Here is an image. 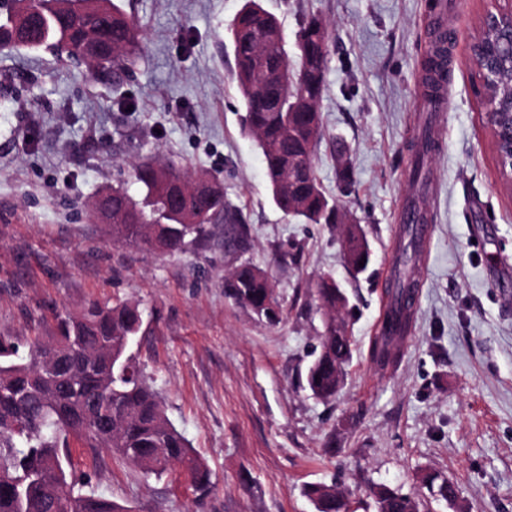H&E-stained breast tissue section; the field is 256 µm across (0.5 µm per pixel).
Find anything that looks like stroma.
I'll list each match as a JSON object with an SVG mask.
<instances>
[{
    "label": "stroma",
    "instance_id": "obj_1",
    "mask_svg": "<svg viewBox=\"0 0 512 512\" xmlns=\"http://www.w3.org/2000/svg\"><path fill=\"white\" fill-rule=\"evenodd\" d=\"M138 22L140 57L120 86L83 77L51 50L0 49V337L26 348L56 319L92 304H139L132 343L167 415L212 474L205 512H315L307 486H336L351 512H377L374 487L416 496L423 512H512V195L501 185L471 46L495 0L448 15V110L422 174L412 148L426 122L421 78L439 0H259L287 50L306 18L329 25L317 176L372 248L352 277L339 224H306L272 201L265 164L242 131L230 25L246 0H116ZM146 158L206 171L248 230L224 227L182 251L113 241L89 205L101 191L143 190L125 169ZM431 225L417 258L418 305L398 365L369 356L379 334L402 202ZM249 263L271 278L279 320L232 296ZM333 276L348 296L352 358L336 396L306 373L323 331L310 295ZM84 490L130 512H192L179 467L144 476L110 454L73 447ZM434 471L458 490L433 498Z\"/></svg>",
    "mask_w": 512,
    "mask_h": 512
}]
</instances>
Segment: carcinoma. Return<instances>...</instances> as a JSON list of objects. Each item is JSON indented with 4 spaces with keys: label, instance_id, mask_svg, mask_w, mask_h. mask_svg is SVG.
Instances as JSON below:
<instances>
[{
    "label": "carcinoma",
    "instance_id": "cac0c4a2",
    "mask_svg": "<svg viewBox=\"0 0 512 512\" xmlns=\"http://www.w3.org/2000/svg\"><path fill=\"white\" fill-rule=\"evenodd\" d=\"M73 8L63 15L52 7L27 0L0 3V43L17 50H58L70 59L82 58L86 76L98 74L99 59L85 51L87 35H105L112 42V74L124 72L137 58L139 32L134 21L114 0H70ZM296 43L298 61L318 58L317 75L297 98L294 65L285 48L277 19L258 0H247L231 26L234 71L245 115L243 126L257 142L264 157L272 200L286 216L314 224H336V205L330 203L318 181L313 149L321 136L318 113L324 92V70L329 53L328 25L309 17ZM512 57V44L497 29L474 51L473 63L484 89L487 128L499 134V147L509 145V111L501 107L502 95L512 90V65L491 72L487 60ZM423 95L429 96L447 80L443 58H428ZM300 160L304 173L288 182V163ZM133 177L146 190L139 203L116 187L96 195L102 210L112 211V239L145 250L161 244L168 252L181 250L189 241L207 236L214 224H236L237 216L224 200L220 184L206 172L192 174L173 163L143 161L132 166ZM341 247L351 271L362 272L360 260L371 259L363 229L350 225ZM398 261L405 265L417 257V243L410 228L402 230ZM408 280L397 275L386 307L385 329L375 337L372 359L382 367L396 365L401 357L397 330L410 331L414 313L409 308ZM234 298L270 321L279 318L275 288L259 268L244 264L232 274ZM313 295L324 312L320 352L307 371L313 395H336L344 367L352 356L346 325L336 322L344 295L336 280L319 278ZM138 306L119 303L111 307L92 304L78 315L58 319L56 333L46 341L35 339L28 353L0 338V512H60V494L68 490L72 512H131L109 497L76 488L72 479L70 445L79 441L94 451L106 450L148 475L160 477L174 466L189 474L196 512L211 489L207 465L169 420L158 390L148 381L129 353L142 328ZM423 481L433 495L455 501L456 486L428 473ZM307 497L315 512H349L343 495L334 486L310 485ZM378 512H421L420 502L399 488L380 486L374 491Z\"/></svg>",
    "mask_w": 512,
    "mask_h": 512
}]
</instances>
